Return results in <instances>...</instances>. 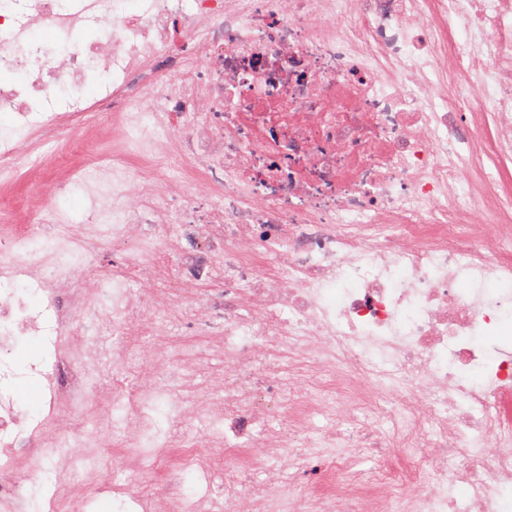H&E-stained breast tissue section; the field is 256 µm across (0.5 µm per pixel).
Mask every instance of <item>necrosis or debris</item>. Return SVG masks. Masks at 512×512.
I'll return each instance as SVG.
<instances>
[{
    "label": "necrosis or debris",
    "instance_id": "necrosis-or-debris-1",
    "mask_svg": "<svg viewBox=\"0 0 512 512\" xmlns=\"http://www.w3.org/2000/svg\"><path fill=\"white\" fill-rule=\"evenodd\" d=\"M0 113L1 191L74 133L107 144L27 214L0 207V360L28 332L59 355L96 340L91 294L112 312L113 388L103 415L86 375L57 384L69 419L31 425L0 398L1 467L80 447L106 417L113 469L131 448L176 451L138 512H499L512 0H0ZM73 191L78 223L59 202ZM162 397L205 430L160 428ZM187 468L221 470L223 496L184 498Z\"/></svg>",
    "mask_w": 512,
    "mask_h": 512
}]
</instances>
